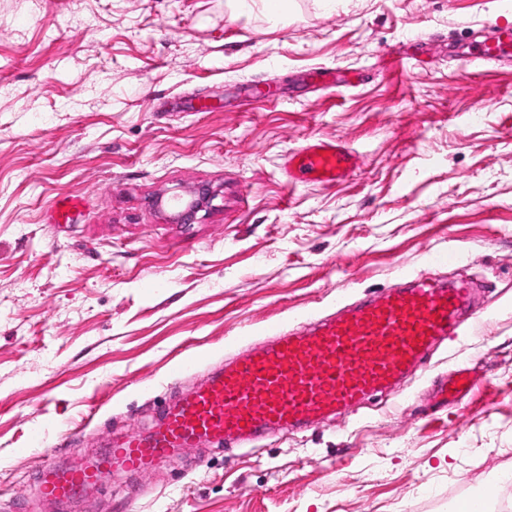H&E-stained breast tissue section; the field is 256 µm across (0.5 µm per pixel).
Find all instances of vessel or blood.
Returning a JSON list of instances; mask_svg holds the SVG:
<instances>
[{
    "instance_id": "vessel-or-blood-1",
    "label": "vessel or blood",
    "mask_w": 512,
    "mask_h": 512,
    "mask_svg": "<svg viewBox=\"0 0 512 512\" xmlns=\"http://www.w3.org/2000/svg\"><path fill=\"white\" fill-rule=\"evenodd\" d=\"M511 47L512 26H499L469 59L496 61ZM359 167L337 139L309 140L283 162L291 185H333ZM471 295L464 279L414 277L406 287L298 331L270 326L273 342L214 369L204 384L165 407L150 431L128 430L83 467L47 463L41 491L64 505L117 468L146 474L174 451L203 441L230 447L358 407L423 361L437 340L456 335Z\"/></svg>"
}]
</instances>
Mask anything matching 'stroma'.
Wrapping results in <instances>:
<instances>
[{"label": "stroma", "instance_id": "1", "mask_svg": "<svg viewBox=\"0 0 512 512\" xmlns=\"http://www.w3.org/2000/svg\"><path fill=\"white\" fill-rule=\"evenodd\" d=\"M496 23L512 0H0V512H450L489 488L512 512V62H461ZM313 137L360 168L288 185ZM199 184L195 223L152 205ZM407 274L466 275L478 319L392 394L41 497L46 459L146 429L236 337ZM462 368L472 394L435 402Z\"/></svg>", "mask_w": 512, "mask_h": 512}]
</instances>
